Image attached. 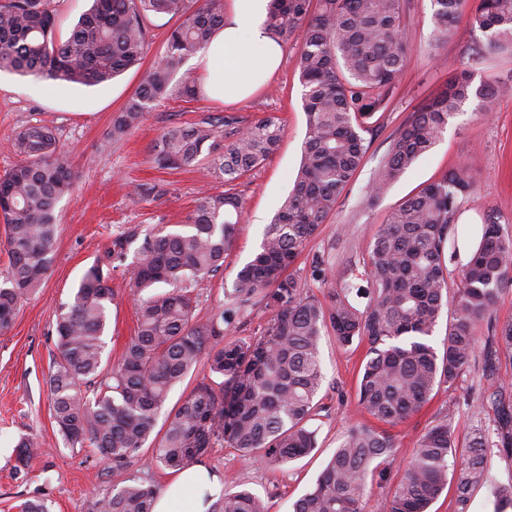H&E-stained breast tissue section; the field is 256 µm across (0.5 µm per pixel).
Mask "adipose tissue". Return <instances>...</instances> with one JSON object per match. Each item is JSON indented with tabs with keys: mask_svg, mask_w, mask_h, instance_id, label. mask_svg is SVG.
<instances>
[{
	"mask_svg": "<svg viewBox=\"0 0 512 512\" xmlns=\"http://www.w3.org/2000/svg\"><path fill=\"white\" fill-rule=\"evenodd\" d=\"M268 0H233L232 12L196 59L203 88L214 98L240 101L279 67L282 48L263 30ZM222 490L219 474L195 463L179 472L158 494L154 512H210Z\"/></svg>",
	"mask_w": 512,
	"mask_h": 512,
	"instance_id": "obj_1",
	"label": "adipose tissue"
}]
</instances>
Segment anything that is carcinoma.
Listing matches in <instances>:
<instances>
[{
	"label": "carcinoma",
	"instance_id": "obj_1",
	"mask_svg": "<svg viewBox=\"0 0 512 512\" xmlns=\"http://www.w3.org/2000/svg\"><path fill=\"white\" fill-rule=\"evenodd\" d=\"M433 41L448 39L466 0H431ZM406 0H270L265 28L277 42L302 39L297 60L306 134L293 187L263 233L259 250L236 273L229 305L195 316L199 280L224 267L243 221L238 180L277 150L280 118L246 124L238 116H207L170 126L155 146L161 169L207 163L224 189L202 193L189 223L157 224L142 232L117 227L103 256L85 270L56 310V352L47 380L50 413L72 448H93L114 472L133 466L153 434L171 389L201 362L217 377L198 383L166 415L148 466L179 471L216 446L235 448L281 466L317 447V397L324 374L323 332L336 344H367L356 386L357 405L395 425L426 404L435 389L455 386L483 359L486 399L495 409L501 443L475 429L457 456L452 415H443L416 441L403 472L383 467L400 454L394 437L372 426L351 427L313 488L292 512H365L369 484L393 483L381 512H429L455 480L456 512H469L473 492L489 482L494 448L512 451V392L499 382L495 361L512 352V322L491 327L482 354L478 328L491 317L498 294L512 284V235L492 215L471 258L458 262L455 220L475 195L466 165L427 184L391 208L362 265H350L362 284L333 282L317 262L325 300L304 291L289 269L305 243L336 210L339 196L363 164L364 134L396 94L408 64ZM224 0H92L65 39L56 37L51 0H0V71L83 86L105 84L139 65L148 53L149 15L178 20L161 60L112 118L107 142H117L145 118L155 102L194 100L202 93L180 64L207 47L224 27ZM471 25L492 50H512V0H478ZM512 89L489 83L472 90L462 68L398 129L365 192L366 206L381 203L389 187L430 152L471 95L492 98ZM19 162L0 176V217L8 265L0 271V332L20 303L37 293L53 263L59 234L56 207L74 183L68 152L55 129L35 122L10 141ZM140 241L133 255L128 249ZM127 269L136 304L134 334L112 365L104 364L114 265ZM365 300L360 306L357 300ZM270 313L261 335L235 337L239 314ZM447 317L442 350L432 344ZM42 452L35 437L17 444L25 464ZM159 487L131 475L97 491L90 512H152ZM211 512H270L268 501L226 489Z\"/></svg>",
	"mask_w": 512,
	"mask_h": 512
}]
</instances>
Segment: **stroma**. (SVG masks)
Wrapping results in <instances>:
<instances>
[{"label":"stroma","mask_w":512,"mask_h":512,"mask_svg":"<svg viewBox=\"0 0 512 512\" xmlns=\"http://www.w3.org/2000/svg\"><path fill=\"white\" fill-rule=\"evenodd\" d=\"M406 25L409 61L400 87L366 136L370 147L363 166L340 195L334 214L306 243L295 263L306 291L319 297L325 288L314 272L316 257L329 258V278L346 277L349 262L367 254L389 208L459 165L471 168L477 194L459 215L458 237H465L470 225L482 223L487 212L512 231V93L489 104L475 97L467 101L431 152L390 186L380 205L366 207L364 189L392 136L462 62L471 64L473 85L494 81L512 86V52L486 51L484 35L468 20L456 24L447 42L435 44L431 0H409ZM173 26L168 16H151L150 48L142 63L103 85L85 87L0 73V174L18 161L9 149L11 138L35 122L54 127L76 174L72 193L56 208L60 234L50 275L35 296L19 305L12 327L0 333V512H19L22 502L35 499L46 501L51 512H87L97 488L124 478L123 473L108 469L93 449L75 451L63 443L51 418L46 380L55 352L56 309L109 245L113 226L185 223L201 191L211 186L205 166L191 172L156 167L154 147L163 131L209 115L229 114L248 122L274 114L284 125L277 151L240 181L244 220L223 268L197 287V313L202 318L227 299L237 271L257 252L264 228L299 168L306 116L296 71L301 48L297 40L285 45L280 69L251 98L238 103L205 96L190 101L165 99L123 140L107 143L114 113L162 56ZM476 48L483 49V56L473 57ZM142 183L155 185L154 194L134 197L133 189ZM126 276L121 267L112 273L116 297L106 342L114 358L135 328V306L124 291ZM365 354V345L344 349L337 346L332 333L324 334L322 411L314 422L318 446L309 455L273 467L219 446L203 457V464L223 477L225 487L244 488L267 498L271 512H289L292 502L314 486L345 432L354 425L375 423L355 400ZM482 392L481 370L472 368L454 387L434 392L424 407L390 432L407 452L448 413L453 417L457 451L465 453L474 430L494 424L495 412L482 406ZM26 435L39 439L43 454L22 468L16 446Z\"/></svg>","instance_id":"stroma-1"}]
</instances>
